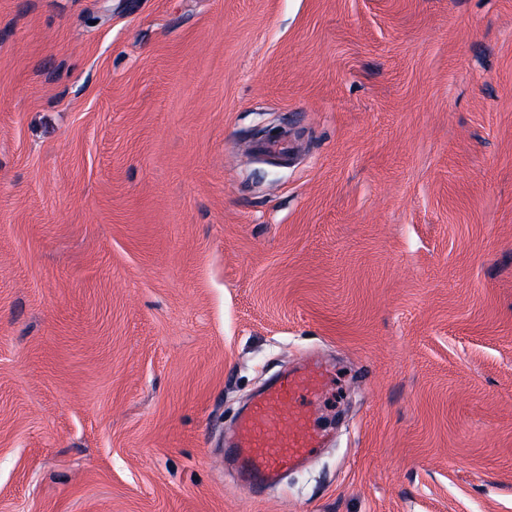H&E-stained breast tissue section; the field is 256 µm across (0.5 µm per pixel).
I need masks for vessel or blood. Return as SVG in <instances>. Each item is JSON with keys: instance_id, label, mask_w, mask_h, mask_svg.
Wrapping results in <instances>:
<instances>
[{"instance_id": "1", "label": "vessel or blood", "mask_w": 512, "mask_h": 512, "mask_svg": "<svg viewBox=\"0 0 512 512\" xmlns=\"http://www.w3.org/2000/svg\"><path fill=\"white\" fill-rule=\"evenodd\" d=\"M329 373V365L319 360L289 372L239 418L236 437L224 456L236 463L241 489L260 492L322 447L326 430L315 401Z\"/></svg>"}]
</instances>
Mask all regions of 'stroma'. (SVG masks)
Listing matches in <instances>:
<instances>
[{
	"label": "stroma",
	"mask_w": 512,
	"mask_h": 512,
	"mask_svg": "<svg viewBox=\"0 0 512 512\" xmlns=\"http://www.w3.org/2000/svg\"><path fill=\"white\" fill-rule=\"evenodd\" d=\"M0 512H512V0H0ZM329 373L330 366L320 360L290 371L239 418L236 437L224 450V461L231 459L238 467L239 488L258 493L323 446L326 429L319 423L315 401ZM302 396L309 398L307 406L299 404Z\"/></svg>",
	"instance_id": "1"
}]
</instances>
